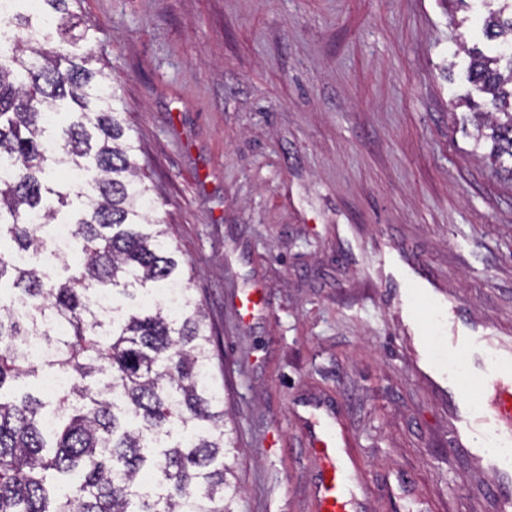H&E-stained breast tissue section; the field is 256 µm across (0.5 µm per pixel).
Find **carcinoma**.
<instances>
[{
  "instance_id": "carcinoma-1",
  "label": "carcinoma",
  "mask_w": 512,
  "mask_h": 512,
  "mask_svg": "<svg viewBox=\"0 0 512 512\" xmlns=\"http://www.w3.org/2000/svg\"><path fill=\"white\" fill-rule=\"evenodd\" d=\"M41 2L0 32V512H237L213 336L152 217L116 88L88 68L93 28L69 0ZM502 2L482 32L512 49ZM467 80L491 97L477 118L491 156L512 159V53H470ZM54 372L65 388L13 395Z\"/></svg>"
}]
</instances>
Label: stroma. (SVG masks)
<instances>
[{"label": "stroma", "mask_w": 512, "mask_h": 512, "mask_svg": "<svg viewBox=\"0 0 512 512\" xmlns=\"http://www.w3.org/2000/svg\"><path fill=\"white\" fill-rule=\"evenodd\" d=\"M498 0H71L218 340L240 512H310L334 409L360 512H494L448 445L451 307L512 338V178L460 43ZM262 291L251 317L239 295Z\"/></svg>", "instance_id": "1"}]
</instances>
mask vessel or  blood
<instances>
[{
    "label": "vessel or blood",
    "mask_w": 512,
    "mask_h": 512,
    "mask_svg": "<svg viewBox=\"0 0 512 512\" xmlns=\"http://www.w3.org/2000/svg\"><path fill=\"white\" fill-rule=\"evenodd\" d=\"M448 343L466 365L464 376L448 378L453 446L486 464L495 477L496 512H512V371L504 366L512 358V342L461 319ZM299 419L312 450V512H350L355 496L339 449L345 434L336 433L317 404L304 403Z\"/></svg>",
    "instance_id": "b4317fda"
}]
</instances>
